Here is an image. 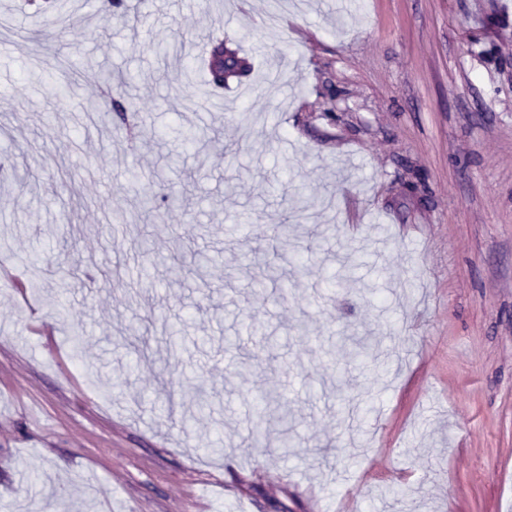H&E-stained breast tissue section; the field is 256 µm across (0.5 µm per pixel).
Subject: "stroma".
<instances>
[{
    "label": "stroma",
    "mask_w": 512,
    "mask_h": 512,
    "mask_svg": "<svg viewBox=\"0 0 512 512\" xmlns=\"http://www.w3.org/2000/svg\"><path fill=\"white\" fill-rule=\"evenodd\" d=\"M101 3L0 0V156L26 174L0 186V512H512V0H127L109 21ZM212 32L264 47L218 98L154 50L196 56ZM80 57L70 100L39 82ZM101 70L138 74L147 138L87 117ZM191 128L218 138L185 149ZM139 175L187 204L150 225L155 252L183 234L214 258L201 276L173 281L112 224ZM285 179L311 194L304 227L336 231L295 241L306 270L281 298L242 262L290 216ZM245 315L307 333L271 358L243 334L234 357L220 338ZM120 323L149 345L132 373L103 342ZM352 333L370 360L327 363ZM189 377L219 393L190 435L159 411ZM260 388L294 409L289 461L245 437ZM218 429L223 453L204 452Z\"/></svg>",
    "instance_id": "1"
}]
</instances>
